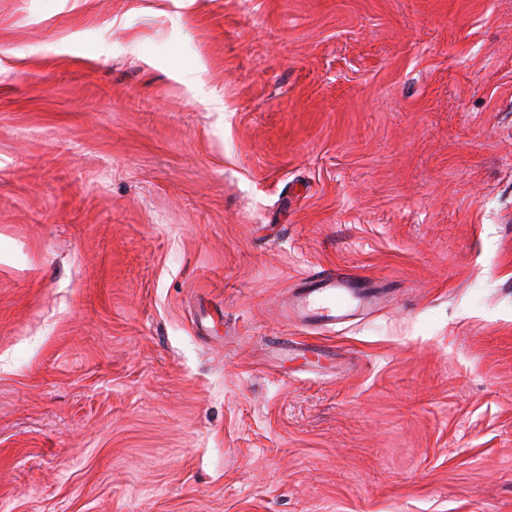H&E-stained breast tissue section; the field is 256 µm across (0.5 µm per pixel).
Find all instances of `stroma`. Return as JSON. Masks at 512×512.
<instances>
[{
    "label": "stroma",
    "instance_id": "1",
    "mask_svg": "<svg viewBox=\"0 0 512 512\" xmlns=\"http://www.w3.org/2000/svg\"><path fill=\"white\" fill-rule=\"evenodd\" d=\"M0 512H512V0H0ZM303 280L302 287L293 294L290 311L307 326L335 325L375 299L371 291L375 285L348 273L314 271ZM280 349L283 351L282 360L285 362H293L300 356L311 354L318 359H322L331 365L336 363V352L330 347L317 343H303L298 344L299 346H292L289 342H282L278 344Z\"/></svg>",
    "mask_w": 512,
    "mask_h": 512
}]
</instances>
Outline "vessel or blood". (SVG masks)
Instances as JSON below:
<instances>
[{"label": "vessel or blood", "instance_id": "b4317fda", "mask_svg": "<svg viewBox=\"0 0 512 512\" xmlns=\"http://www.w3.org/2000/svg\"><path fill=\"white\" fill-rule=\"evenodd\" d=\"M372 284L363 278L343 272L315 271L309 273L301 288L296 289L291 313L307 326L324 327L349 319L370 305L374 299ZM287 362L310 354L328 363H335L336 353L317 343L297 346L281 343Z\"/></svg>", "mask_w": 512, "mask_h": 512}]
</instances>
